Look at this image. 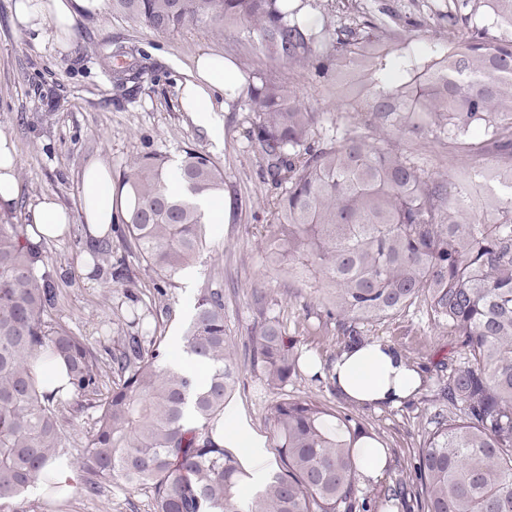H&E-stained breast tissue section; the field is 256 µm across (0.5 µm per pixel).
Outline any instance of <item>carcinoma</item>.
<instances>
[{
	"instance_id": "carcinoma-1",
	"label": "carcinoma",
	"mask_w": 512,
	"mask_h": 512,
	"mask_svg": "<svg viewBox=\"0 0 512 512\" xmlns=\"http://www.w3.org/2000/svg\"><path fill=\"white\" fill-rule=\"evenodd\" d=\"M112 7L158 33L248 25L255 49L319 83L339 87L350 72L364 73L342 95L333 132L291 81L252 75L248 139L278 189L266 261L318 276L326 288L319 312L350 341L362 338L361 326L417 304L457 338L453 356L435 368L438 398L461 405V414L433 416L413 467L419 508L512 512V0H451L430 35L392 15L338 24L326 12L313 22L307 0H112ZM140 55L134 44L113 48V88L141 81ZM430 137L464 161L496 154L481 209L461 183L398 147ZM123 185L131 204L122 244L156 274L157 288L171 286L206 246L197 201L224 192L223 171L188 149L173 176L160 156L134 160ZM43 250L28 225L0 224L3 512H25L24 495L40 481L58 494L44 468L69 447L63 411L85 408L96 412L80 453L91 493L112 481L143 487L154 512L368 508L354 460L368 431L312 398L270 406L279 470L256 495L242 496L246 472L214 440L238 381L223 290L198 289L183 334L184 351L207 367L204 378L168 366L133 308L112 355L118 380L106 390L94 347L49 320L57 294ZM42 353L65 365L68 397L42 389L31 369ZM251 357L266 385L278 388L302 355L269 318L252 336ZM189 409L193 426L185 423Z\"/></svg>"
}]
</instances>
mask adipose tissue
Returning <instances> with one entry per match:
<instances>
[{"label": "adipose tissue", "instance_id": "obj_1", "mask_svg": "<svg viewBox=\"0 0 512 512\" xmlns=\"http://www.w3.org/2000/svg\"><path fill=\"white\" fill-rule=\"evenodd\" d=\"M105 7L106 0H13L11 11L16 26L37 32L47 24L60 37L71 32L80 15L97 14ZM242 87L236 68L220 55L203 52L195 58L190 77L180 85V105L199 126L209 130L220 123L216 96ZM79 202L82 220L96 239L111 234L113 225L120 223L128 209L127 195H115L110 169L97 161L85 166L79 176ZM30 222L31 240L38 244L64 237L74 219L69 209L46 195L32 207ZM306 366L312 371L327 369L342 399L373 410L403 405L417 395L422 383L418 368L381 339H365L340 350L330 366H323L313 356L307 358ZM220 441L225 447L240 450L247 472L244 488L259 490L270 461L266 439L248 425L235 405L224 410ZM355 461L361 483L378 482L385 474L387 450L375 439L361 438Z\"/></svg>", "mask_w": 512, "mask_h": 512}]
</instances>
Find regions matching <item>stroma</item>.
Wrapping results in <instances>:
<instances>
[{"label": "stroma", "instance_id": "stroma-1", "mask_svg": "<svg viewBox=\"0 0 512 512\" xmlns=\"http://www.w3.org/2000/svg\"><path fill=\"white\" fill-rule=\"evenodd\" d=\"M255 40V34L243 27L218 32L192 25L161 34L108 7L82 16L63 47L51 26L38 33L15 28L11 0H0V133L11 138L19 161V195L11 210L0 212V224L28 223L31 207L46 194L75 215L69 235L45 246L60 293L50 320L92 343L104 366L130 306L147 309L157 335L169 340L182 336L198 288L207 284L223 289L224 322L236 343L240 373L233 402L249 425L266 437L268 448L276 446L268 409L277 399L313 397L331 409L352 413L388 453L384 478L363 487L368 499L387 498L386 512H419L418 487L409 475L440 408L434 399L436 378H429L420 394L402 406L375 411L344 401L329 379L312 380L306 369L271 389L251 368L249 346L258 314L250 294L260 283L269 292L267 317L296 337L301 354L327 361L343 342L336 324L309 315L322 291L300 287L286 269L270 267L265 259L267 241L254 235L256 226L271 220L263 203L276 189L244 136L245 101L227 102L216 134L197 125L179 104V84L199 51L220 54L250 72L270 70L271 62L254 49ZM116 41L136 44L149 66L139 88L127 96L113 89L102 64ZM188 147L206 152L224 173V221L208 225V246L192 269V282L179 279L157 290V276L122 248L117 235L111 254L97 255L95 268L85 269L83 222L78 218L82 168L93 160L106 163L118 183L134 159L160 153L175 160ZM408 152L429 170L462 183L468 180L470 165L436 140L410 146ZM122 263L134 278L128 288L111 278ZM363 331L365 337L389 341L413 365L425 369L456 346L455 337L436 326L418 305L367 324ZM63 512H154V504L149 493L112 482L94 494L75 489Z\"/></svg>", "mask_w": 512, "mask_h": 512}]
</instances>
